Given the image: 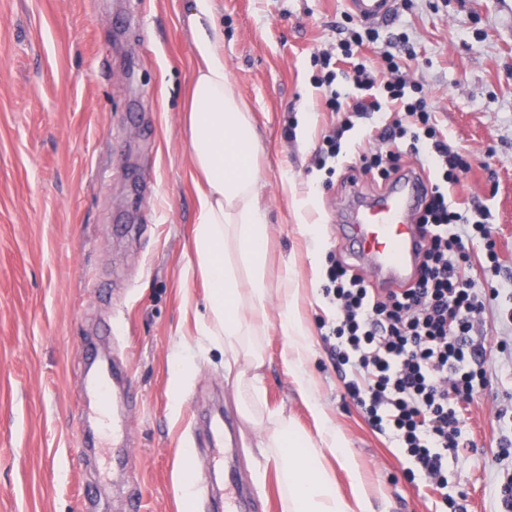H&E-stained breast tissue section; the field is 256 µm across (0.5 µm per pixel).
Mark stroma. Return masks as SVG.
Here are the masks:
<instances>
[{
  "label": "stroma",
  "mask_w": 512,
  "mask_h": 512,
  "mask_svg": "<svg viewBox=\"0 0 512 512\" xmlns=\"http://www.w3.org/2000/svg\"><path fill=\"white\" fill-rule=\"evenodd\" d=\"M346 0H212L229 79L248 106L262 151L267 274L278 288L292 270L295 314L307 326L314 397L354 456L372 512H499L495 489L512 472V303L478 315L487 386L463 403L466 445L448 457V494L410 481L412 463L372 428L345 389L343 367L320 324L331 311L321 288L336 262L374 289L372 265L342 236L354 200L388 186L361 168L378 151L385 112L367 120L330 111L316 87L320 54L341 57ZM193 0H0V512H205L208 455L192 452L200 414L217 405L237 418L238 465L270 512L288 488L240 420L237 389L211 337L206 287L193 266L198 177L185 108L199 61ZM367 65L391 52L422 85L452 150L472 170L448 185V202L489 214L499 268L512 277V0H395L378 25ZM406 34L407 44L392 43ZM352 128L336 159L318 166L325 135ZM278 304L263 321L260 371L268 408L306 431ZM110 336L137 402L123 419L138 463L112 468V450L91 439L83 412L85 345ZM194 469L191 501L180 475Z\"/></svg>",
  "instance_id": "stroma-1"
}]
</instances>
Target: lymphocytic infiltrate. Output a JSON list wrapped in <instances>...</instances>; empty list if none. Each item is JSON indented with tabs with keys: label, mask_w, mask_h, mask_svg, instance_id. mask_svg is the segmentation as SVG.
Wrapping results in <instances>:
<instances>
[{
	"label": "lymphocytic infiltrate",
	"mask_w": 512,
	"mask_h": 512,
	"mask_svg": "<svg viewBox=\"0 0 512 512\" xmlns=\"http://www.w3.org/2000/svg\"><path fill=\"white\" fill-rule=\"evenodd\" d=\"M382 61L374 71L355 65L342 77L345 90L338 91L332 87L339 77L330 68V56H320L323 82L331 87L326 104L334 112L348 108L369 115L400 107L405 121L384 128L387 148L365 159L366 168L386 177L397 169L402 153L423 152L440 169L442 182L433 185L417 218L426 244L415 283L381 293L348 275L343 265H333L322 295L335 316L321 327L338 362L349 369L346 391L368 423L391 431L418 476L444 489L448 456L460 446V404L487 384L484 371L475 366L473 316L499 297L512 300V289L473 278L476 259L499 262L486 213L450 207L441 189L469 171V158L449 149L422 87L407 81L393 55H383ZM477 240L483 244L479 256L470 247Z\"/></svg>",
	"instance_id": "f902f5d3"
}]
</instances>
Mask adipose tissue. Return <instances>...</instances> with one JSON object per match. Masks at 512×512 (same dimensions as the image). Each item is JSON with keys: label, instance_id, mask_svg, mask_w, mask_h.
I'll use <instances>...</instances> for the list:
<instances>
[{"label": "adipose tissue", "instance_id": "adipose-tissue-1", "mask_svg": "<svg viewBox=\"0 0 512 512\" xmlns=\"http://www.w3.org/2000/svg\"><path fill=\"white\" fill-rule=\"evenodd\" d=\"M200 28L193 51L202 61L190 87L191 156L202 176L194 230L196 269L207 282L208 335L224 346V366L236 380H248L250 393L240 409L251 426L263 432L258 448L275 463L288 485L287 512H370L369 499L356 477L344 440L328 425L318 405H311L317 434L296 430L283 411L263 412L265 391L258 375L263 365L260 336L247 313L265 314L271 298H279L280 327L287 339L289 363L300 395L310 398L313 382L306 371L311 352L309 332L294 314L296 289L282 278L278 292L267 281L266 213L259 200L254 162L261 146L251 119L227 78L219 35L202 23L212 0H194ZM335 459L350 479L343 495L325 462Z\"/></svg>", "mask_w": 512, "mask_h": 512}]
</instances>
